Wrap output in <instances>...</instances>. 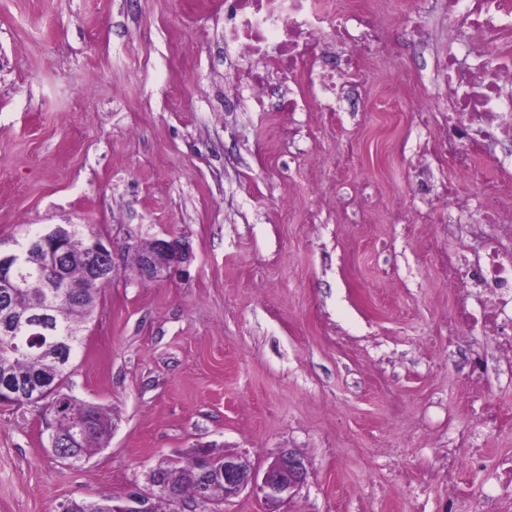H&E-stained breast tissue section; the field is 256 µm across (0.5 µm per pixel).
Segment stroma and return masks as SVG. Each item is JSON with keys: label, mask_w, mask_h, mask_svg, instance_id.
Wrapping results in <instances>:
<instances>
[{"label": "stroma", "mask_w": 512, "mask_h": 512, "mask_svg": "<svg viewBox=\"0 0 512 512\" xmlns=\"http://www.w3.org/2000/svg\"><path fill=\"white\" fill-rule=\"evenodd\" d=\"M431 38L380 49L358 111H278L275 82L259 112L224 60V0H0V240L81 224L116 263L70 390L110 412V439L74 466L38 407L0 405V512L121 497L201 448L306 457L285 512H472L435 477L413 490L487 405L512 415V379L468 371L494 336L448 348L449 315L482 296L445 283L478 238L449 234L440 194L478 206L499 171L438 157L418 100L445 94L448 31ZM163 234L188 243L187 275L140 279L134 247Z\"/></svg>", "instance_id": "35a3bbf8"}]
</instances>
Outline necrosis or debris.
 I'll use <instances>...</instances> for the list:
<instances>
[{"mask_svg":"<svg viewBox=\"0 0 512 512\" xmlns=\"http://www.w3.org/2000/svg\"><path fill=\"white\" fill-rule=\"evenodd\" d=\"M398 14L404 17L405 41L423 42L430 10L403 13L401 0H224V42L254 61L237 75L242 87L259 93L276 77L287 86L279 111H296L304 99L329 112L337 85L369 75L371 51L386 44L389 23ZM443 18L449 34L467 27L491 45L470 58L452 51L438 60L448 90L442 109L449 140L468 141L486 153L512 143V63L492 48L497 35L512 26V0H445ZM509 196L512 172L487 185L475 218L502 227L504 236L489 237L472 269L449 263L445 278L480 289L485 297L479 310L453 314L449 342L462 341L465 328L480 324L496 336L499 357L512 361V246L503 242L512 238V225L503 219ZM484 455L468 441L449 449L442 467L449 504L471 495L461 476L462 458L477 463Z\"/></svg>","mask_w":512,"mask_h":512,"instance_id":"necrosis-or-debris-1","label":"necrosis or debris"}]
</instances>
